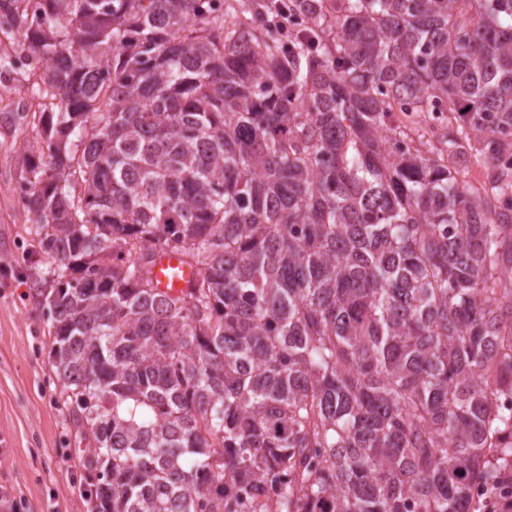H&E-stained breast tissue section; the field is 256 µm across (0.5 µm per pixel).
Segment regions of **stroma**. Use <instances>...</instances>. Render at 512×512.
Segmentation results:
<instances>
[{
    "label": "stroma",
    "instance_id": "stroma-1",
    "mask_svg": "<svg viewBox=\"0 0 512 512\" xmlns=\"http://www.w3.org/2000/svg\"><path fill=\"white\" fill-rule=\"evenodd\" d=\"M40 70L0 73V495L13 512H90L78 464L87 442L59 398L40 293L53 267L20 201L26 154L41 143Z\"/></svg>",
    "mask_w": 512,
    "mask_h": 512
}]
</instances>
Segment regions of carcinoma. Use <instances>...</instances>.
I'll return each mask as SVG.
<instances>
[{
	"instance_id": "carcinoma-1",
	"label": "carcinoma",
	"mask_w": 512,
	"mask_h": 512,
	"mask_svg": "<svg viewBox=\"0 0 512 512\" xmlns=\"http://www.w3.org/2000/svg\"><path fill=\"white\" fill-rule=\"evenodd\" d=\"M223 6L0 0L57 107L21 200L93 512H474L512 458V0ZM395 112L459 113L492 179ZM394 115L397 120L396 124L400 125L401 129L408 134V139L413 138L417 144L421 141L424 142L421 149L427 151V155L437 159L438 156L433 154L436 152L433 147H441L439 143H437L435 133V131H439L440 126L428 117H405L401 112H395ZM429 149L433 153L429 152ZM154 276L159 289L170 295L187 288L193 279L192 271L175 257L163 258L155 267Z\"/></svg>"
}]
</instances>
